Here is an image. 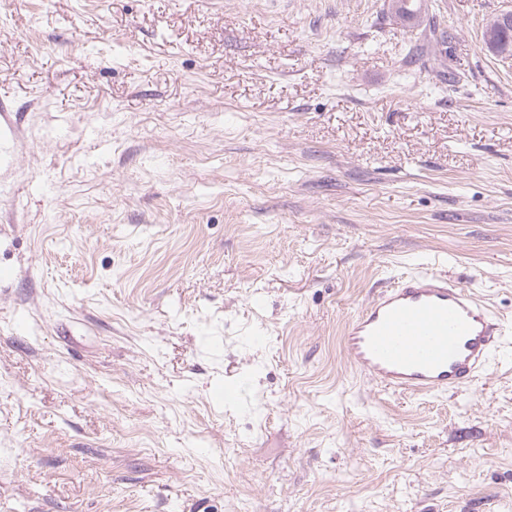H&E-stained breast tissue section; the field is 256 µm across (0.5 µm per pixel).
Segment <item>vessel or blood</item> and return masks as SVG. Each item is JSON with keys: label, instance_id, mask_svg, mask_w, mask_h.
<instances>
[{"label": "vessel or blood", "instance_id": "b4317fda", "mask_svg": "<svg viewBox=\"0 0 512 512\" xmlns=\"http://www.w3.org/2000/svg\"><path fill=\"white\" fill-rule=\"evenodd\" d=\"M503 324L437 272L402 277L348 320L345 355L371 381L409 394L468 388L499 347Z\"/></svg>", "mask_w": 512, "mask_h": 512}]
</instances>
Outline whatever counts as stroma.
Wrapping results in <instances>:
<instances>
[{
  "mask_svg": "<svg viewBox=\"0 0 512 512\" xmlns=\"http://www.w3.org/2000/svg\"><path fill=\"white\" fill-rule=\"evenodd\" d=\"M0 0V512H512L508 0ZM441 271L504 325L392 393L347 321ZM512 24V7L501 11L487 21L484 28V46L492 54L504 62H512V45L499 41V32L502 28Z\"/></svg>",
  "mask_w": 512,
  "mask_h": 512,
  "instance_id": "stroma-1",
  "label": "stroma"
}]
</instances>
